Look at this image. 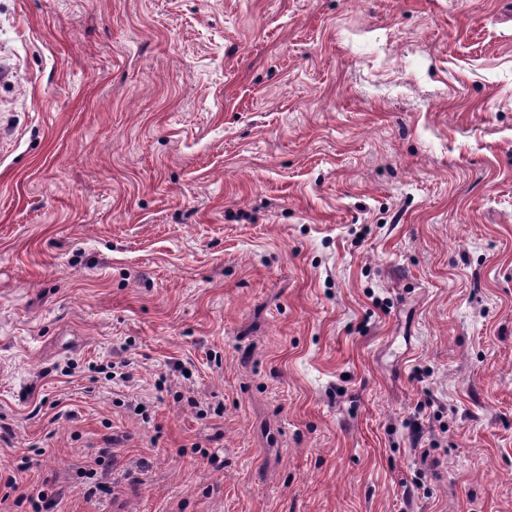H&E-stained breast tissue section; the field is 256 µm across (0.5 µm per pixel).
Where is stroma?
I'll return each mask as SVG.
<instances>
[{"mask_svg": "<svg viewBox=\"0 0 512 512\" xmlns=\"http://www.w3.org/2000/svg\"><path fill=\"white\" fill-rule=\"evenodd\" d=\"M1 60L7 512H512V0H0Z\"/></svg>", "mask_w": 512, "mask_h": 512, "instance_id": "obj_1", "label": "stroma"}]
</instances>
